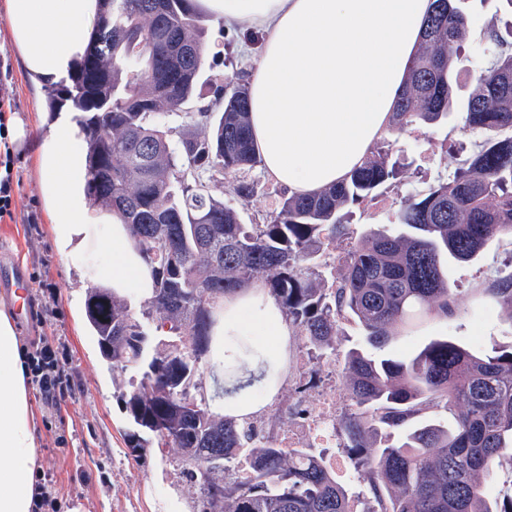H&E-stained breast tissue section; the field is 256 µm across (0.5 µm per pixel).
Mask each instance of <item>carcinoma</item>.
<instances>
[{"label": "carcinoma", "mask_w": 512, "mask_h": 512, "mask_svg": "<svg viewBox=\"0 0 512 512\" xmlns=\"http://www.w3.org/2000/svg\"><path fill=\"white\" fill-rule=\"evenodd\" d=\"M191 0H99V17L72 85L49 107L70 104L86 144L85 194L91 208L128 226L154 264L142 318L168 325L158 340L123 297L91 289L87 321L115 385L139 368L122 394L132 451L157 446L184 465L200 512H356L321 457L286 451L254 432L252 419L224 416L207 393L212 335L224 296L262 281L306 337L312 360L336 351L339 321L361 327L365 347L345 355L355 410L338 430L376 512H512V493L490 497L495 468L512 463V346L475 353L449 337L409 358L386 352L391 330L435 312H455L448 261H476L488 243L512 236V40L484 31L483 60L463 109L462 131L481 136L463 165L425 192L407 195L395 215L404 231L373 232L350 243L344 272L325 285L316 270L343 211L398 178L393 138L452 110L453 70L469 37L462 0H432L420 48L392 112L386 149L371 152L341 184L289 195L264 224H243L209 183L261 164L249 129L248 87L214 91L222 110H197L201 134L173 142L163 118L197 93L207 49ZM259 182L242 177L246 201ZM492 294L512 316V271ZM440 408L450 427L424 415ZM404 432L380 445L377 432ZM244 458L247 480L231 463Z\"/></svg>", "instance_id": "cac0c4a2"}]
</instances>
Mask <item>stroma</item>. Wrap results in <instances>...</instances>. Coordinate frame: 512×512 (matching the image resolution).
Listing matches in <instances>:
<instances>
[{"mask_svg":"<svg viewBox=\"0 0 512 512\" xmlns=\"http://www.w3.org/2000/svg\"><path fill=\"white\" fill-rule=\"evenodd\" d=\"M464 11L471 35L461 48L457 64L456 95L462 102L472 91V71L482 58L479 33L491 25L501 34L512 32V8L505 0H466ZM202 37L208 49V65L197 95L187 104L191 110L213 101V85L248 82L260 52L246 30L225 27L223 20L211 15L205 18ZM1 52L11 63L17 114L31 118L45 111L50 88L36 82L24 69L5 17L0 14ZM460 125V114L453 112L438 124H417L400 136L392 156L403 168L402 177L382 188L376 200L355 208L328 246L327 279L340 275L351 241L371 231L389 230L387 217L403 197L447 176L461 163L462 144H473L474 139L463 136ZM46 133V128L36 129L30 141L16 149L21 181L14 189L15 215L13 220L0 222V257L25 272L36 267L42 272L41 282H30L28 291L46 310L45 333L66 346L68 368L80 384L62 412V426L69 441L65 451L54 448L45 413L39 402H32L38 467L52 478L63 512H71L75 506L81 512H197L192 488L170 456L155 448L139 455L128 446L129 424L121 392L112 380L111 365L100 354L84 311L86 295L95 286L89 275L111 266L112 255L95 244L74 259L66 260L58 254L54 226L44 206L35 167L36 151ZM253 175L259 178L261 187L249 201L236 197L229 175L215 182L212 192L235 207L243 223L261 224L285 189L275 184L263 167H256ZM511 267L512 237L490 241L474 263H449L448 278L459 305L457 314L450 318L435 315L413 330L395 331L388 353L406 358L439 336L454 337L479 353L512 345V318L487 293L498 271ZM339 332L337 357L320 365L317 387L330 382L344 387V355L363 343L362 330L353 320H342Z\"/></svg>","mask_w":512,"mask_h":512,"instance_id":"35a3bbf8","label":"stroma"}]
</instances>
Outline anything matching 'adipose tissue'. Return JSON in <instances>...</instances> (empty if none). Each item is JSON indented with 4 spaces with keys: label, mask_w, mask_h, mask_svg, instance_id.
<instances>
[{
    "label": "adipose tissue",
    "mask_w": 512,
    "mask_h": 512,
    "mask_svg": "<svg viewBox=\"0 0 512 512\" xmlns=\"http://www.w3.org/2000/svg\"><path fill=\"white\" fill-rule=\"evenodd\" d=\"M430 0H193L226 27L257 29L264 42L249 80V126L266 172L289 192L313 195L339 184L386 133ZM8 25L26 69L65 84L97 20L96 0H5ZM37 173L65 258L97 241L112 253L108 280L121 295H152L151 264L126 225L84 202L85 160L72 116L50 117ZM268 338L260 348L247 338ZM211 389L224 412L256 414L257 390L275 394L291 330L263 283L224 297L215 328ZM37 439L13 321L0 311V512H32Z\"/></svg>",
    "instance_id": "adipose-tissue-1"
}]
</instances>
